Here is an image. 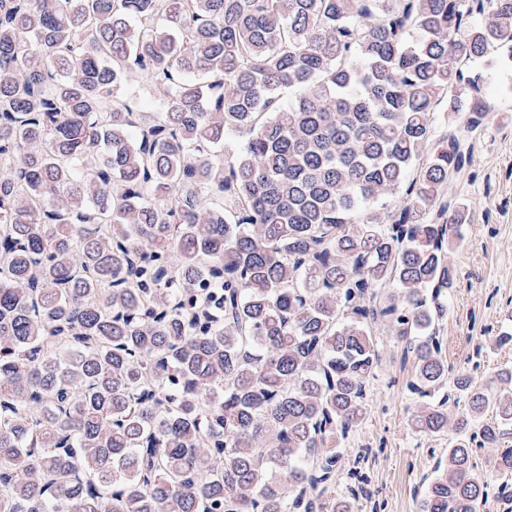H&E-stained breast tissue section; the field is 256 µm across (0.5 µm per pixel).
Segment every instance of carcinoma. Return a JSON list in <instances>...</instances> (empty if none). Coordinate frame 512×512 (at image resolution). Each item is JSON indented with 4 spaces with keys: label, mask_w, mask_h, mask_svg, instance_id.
<instances>
[{
    "label": "carcinoma",
    "mask_w": 512,
    "mask_h": 512,
    "mask_svg": "<svg viewBox=\"0 0 512 512\" xmlns=\"http://www.w3.org/2000/svg\"><path fill=\"white\" fill-rule=\"evenodd\" d=\"M503 58L512 0H0V512H352L381 330L419 512L512 505V370L449 416L436 327Z\"/></svg>",
    "instance_id": "obj_1"
}]
</instances>
